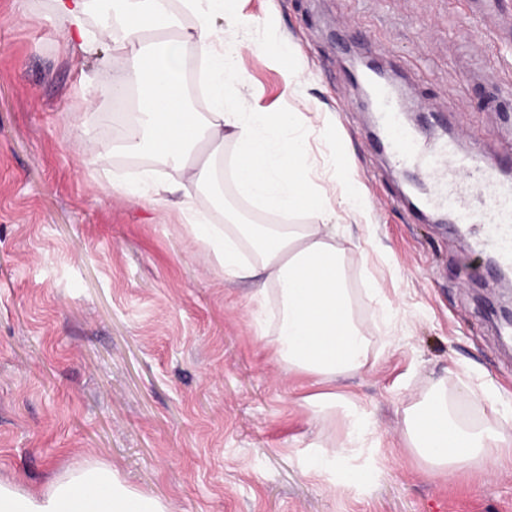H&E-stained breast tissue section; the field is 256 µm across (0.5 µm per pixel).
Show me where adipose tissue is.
<instances>
[{
  "label": "adipose tissue",
  "mask_w": 512,
  "mask_h": 512,
  "mask_svg": "<svg viewBox=\"0 0 512 512\" xmlns=\"http://www.w3.org/2000/svg\"><path fill=\"white\" fill-rule=\"evenodd\" d=\"M66 25L67 41L83 53L105 52L111 67L96 82L113 98L128 100L133 117L121 154L150 152L154 165L123 186L131 199H146L157 211L178 209L187 231L200 241L229 279H254L253 321L269 340L277 361L300 387L312 388L306 403L325 416L360 427L351 448L379 446L354 401L329 386L366 367L376 341L360 316L348 264L336 246L335 214L326 192L301 177L306 149L296 114L271 124L237 90L234 56L249 40L224 45L218 18L233 15L234 0H183L189 26L177 22L171 0H52ZM108 20L91 25L93 11ZM207 62L211 73L209 109L193 111L184 82L185 48ZM235 141L232 177L237 188L267 212H302L306 224H247L234 208L221 207L223 224L197 210L194 194L214 185L215 163L224 144ZM172 171L168 181L155 166ZM403 441L418 466L444 479L512 468V420L473 423L462 418L455 395L436 383L403 417ZM0 512H168L151 495L124 485L101 463H78L40 491L0 481Z\"/></svg>",
  "instance_id": "obj_1"
}]
</instances>
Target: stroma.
I'll return each mask as SVG.
<instances>
[{
  "label": "stroma",
  "instance_id": "1",
  "mask_svg": "<svg viewBox=\"0 0 512 512\" xmlns=\"http://www.w3.org/2000/svg\"><path fill=\"white\" fill-rule=\"evenodd\" d=\"M217 24L254 41L242 96L300 115L350 284L382 295L358 306L368 327L392 315L389 344L336 383L382 445L310 475L306 446L346 428L256 339L251 282L215 275L177 211L113 187L102 145L123 123L92 81L106 56L72 49L51 0H0V480L37 491L89 462L170 512H512V469L447 482L402 451L404 408L439 380L469 419L511 413L512 347L483 256L412 200L350 66L393 76L406 127L444 128L463 152L511 139L512 0H237Z\"/></svg>",
  "mask_w": 512,
  "mask_h": 512
}]
</instances>
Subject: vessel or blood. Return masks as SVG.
I'll list each match as a JSON object with an SVG mask.
<instances>
[{"instance_id":"vessel-or-blood-1","label":"vessel or blood","mask_w":512,"mask_h":512,"mask_svg":"<svg viewBox=\"0 0 512 512\" xmlns=\"http://www.w3.org/2000/svg\"><path fill=\"white\" fill-rule=\"evenodd\" d=\"M375 94L377 119L390 137L394 163L432 183L426 205L451 213L466 225L475 251H492L501 267L511 269L512 183L500 182L479 155L458 152L453 141L404 128L389 91L380 86Z\"/></svg>"}]
</instances>
